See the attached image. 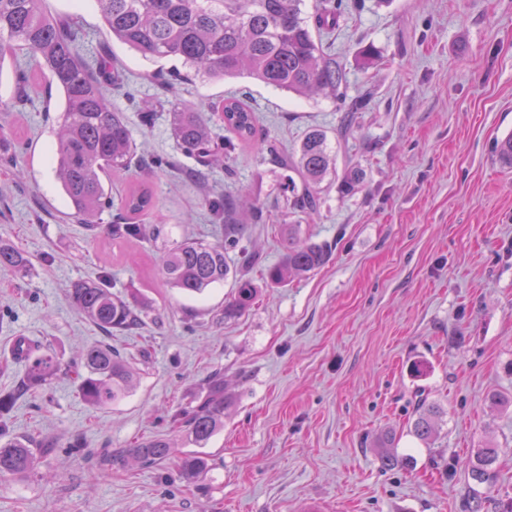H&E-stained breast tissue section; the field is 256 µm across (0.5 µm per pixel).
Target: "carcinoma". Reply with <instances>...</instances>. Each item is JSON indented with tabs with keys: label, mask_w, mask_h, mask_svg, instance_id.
I'll use <instances>...</instances> for the list:
<instances>
[{
	"label": "carcinoma",
	"mask_w": 512,
	"mask_h": 512,
	"mask_svg": "<svg viewBox=\"0 0 512 512\" xmlns=\"http://www.w3.org/2000/svg\"><path fill=\"white\" fill-rule=\"evenodd\" d=\"M108 35L149 61L175 58L185 72L176 73L177 82L192 73L209 79L246 77L284 91L303 95L325 92L344 112L349 126L364 101L346 94V69L328 51L323 36L332 34L343 15V0H316L314 12L304 11L305 0H94ZM79 32L63 17H54L43 8V0H0V64L17 49H24L50 75L61 94L62 124L55 151V173L67 197L72 216L87 230L98 229V215L106 208L132 219L129 224L112 225L117 236L140 238L146 227L133 220L154 206V191L139 183L112 196L105 179L128 173L143 159L133 141L124 113L112 107L105 84L119 83L110 55L102 52L95 61L78 51ZM215 113L232 139L214 143L207 119L200 112L174 107L172 131L181 151L199 165L209 167L232 151L235 143L255 141L258 123L254 110L236 97H226L208 107ZM328 136L311 130L296 151V157L270 149L271 161L293 170L300 178L296 185L288 178L289 209L313 210L319 185L335 168L327 145ZM214 211H224V239L211 243L185 238L162 257V273L167 283L188 294L234 280L231 297L224 302V318L242 315L257 294L253 283L238 270L257 264L256 256L245 252L241 241L245 225L238 222V203L231 198L209 199ZM287 244L281 260L266 269L274 285L306 274L329 258L328 249L309 239H300L299 225L285 230ZM30 257L11 240L0 237V271L28 275ZM77 309L101 329L129 331L141 323L129 302L100 282L80 281L71 292ZM13 358L26 363L22 383L0 392V477H23L37 465L36 451L49 443L34 436H6L3 417L18 396L32 388H46L62 374L61 365L49 354H35L24 338L12 346ZM136 370L107 345L86 348L81 370L76 373L78 391L95 407L115 404L134 385ZM229 397L224 393V373H212L196 404L171 417L174 428L196 445H206L224 428V410ZM441 410L421 400L411 432L422 441L433 435ZM172 443L161 436L142 440L119 453L105 455L101 462L126 468L134 463L152 467L166 462ZM498 449L486 444L476 449L467 463L468 475L479 483L493 481L491 465ZM207 467V460L185 454L178 462L180 475L193 479Z\"/></svg>",
	"instance_id": "cac0c4a2"
}]
</instances>
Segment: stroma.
<instances>
[{"mask_svg": "<svg viewBox=\"0 0 512 512\" xmlns=\"http://www.w3.org/2000/svg\"><path fill=\"white\" fill-rule=\"evenodd\" d=\"M330 51L347 72V94L365 107L350 127L329 96H298L248 78L197 76L167 86L170 60L146 61L109 42L93 0H45L72 17L80 51L108 48L124 80L110 91L138 150L173 168L149 167L112 180L113 192L144 182L155 206L140 239L112 237L113 211L96 232L70 217L54 174L62 103L36 60L20 50L0 65V109L10 124L0 162V236L33 262L24 278L0 272V391L25 373L11 347L22 336L67 371L88 346L109 343L132 359V391L107 407L87 404L67 376L20 398L7 430L53 442L25 478L0 479V512H484L512 501V168L495 146L512 133V0H346ZM377 56L365 60V49ZM34 78L26 103L15 98L19 69ZM247 100L259 137L224 164L189 177L194 161L172 134L173 106L204 109ZM155 103L143 126L141 102ZM326 130L336 172L318 207L289 213L288 173L268 163L267 143L295 154L306 132ZM359 170L354 190L344 175ZM259 202L263 219L246 226L247 269L259 290L240 317H224L232 281L190 296L161 270L165 251L191 236L216 242L224 218L206 198ZM327 245L325 265L269 285L284 225ZM105 281L140 310L138 329L105 334L71 299L80 281ZM427 367L416 375L415 364ZM222 370L232 403L224 428L204 448L170 426L175 413ZM505 401L492 407L490 393ZM441 407L428 441L410 431L420 399ZM396 434L402 466L388 469L375 442ZM153 436L176 454L200 452L207 469L185 482L173 464L108 469L97 453ZM494 443L491 484L467 474L474 449Z\"/></svg>", "mask_w": 512, "mask_h": 512, "instance_id": "obj_1", "label": "stroma"}]
</instances>
